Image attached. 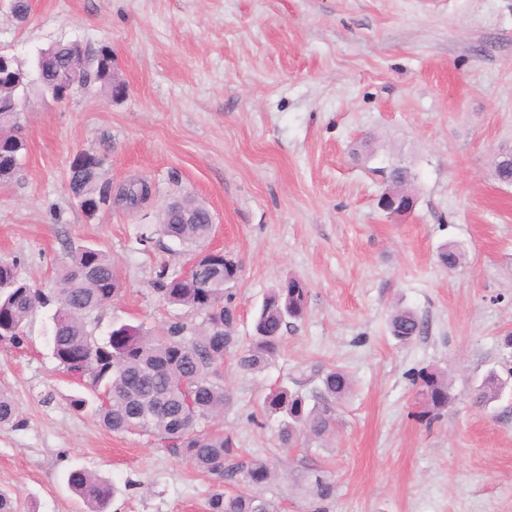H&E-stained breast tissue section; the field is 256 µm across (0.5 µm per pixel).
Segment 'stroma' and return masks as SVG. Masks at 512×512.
I'll return each mask as SVG.
<instances>
[{"label": "stroma", "mask_w": 512, "mask_h": 512, "mask_svg": "<svg viewBox=\"0 0 512 512\" xmlns=\"http://www.w3.org/2000/svg\"><path fill=\"white\" fill-rule=\"evenodd\" d=\"M13 3L0 0V52L28 69L60 41L106 45L127 89L22 99L27 150L0 184V259L47 288L71 248L93 245L123 284L101 326L198 323L163 305L157 272L189 257L153 233L171 201L194 198L214 215L211 245L243 262L241 338L281 281L311 292L263 372L224 359L230 401L214 427L240 462L278 471L266 498L313 512L317 469L336 482L325 512H512V381L489 407L470 399L489 372H512V185L493 175L512 148V0H28L23 19ZM84 152L113 186L149 182L150 200L85 220L67 189ZM390 157L416 175L415 208L399 220L378 208L372 173ZM445 244L465 255L456 270L438 261ZM398 307L426 322L408 344L389 332ZM50 334L39 311L22 348L0 349V388L23 420L0 426V489L19 512H80L63 480L75 467L114 484L108 512H207L212 490H234L155 438L73 409ZM331 366L353 391L330 435L285 448L278 420L255 424L268 388L311 393L314 371ZM423 368L447 375L454 396L429 424L412 383Z\"/></svg>", "instance_id": "35a3bbf8"}]
</instances>
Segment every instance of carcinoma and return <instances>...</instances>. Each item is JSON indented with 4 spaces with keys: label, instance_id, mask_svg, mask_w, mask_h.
I'll return each instance as SVG.
<instances>
[{
    "label": "carcinoma",
    "instance_id": "obj_1",
    "mask_svg": "<svg viewBox=\"0 0 512 512\" xmlns=\"http://www.w3.org/2000/svg\"><path fill=\"white\" fill-rule=\"evenodd\" d=\"M46 57L37 56L34 65L36 89L54 96L56 73L71 71L73 87L99 83L111 97L119 96L121 82L112 72V50L103 46L85 51L84 61L75 63L63 44L49 47ZM18 113L0 111V157L13 165L0 163V182L15 178L22 168L26 149L20 134ZM386 185L383 195L403 190L409 173L391 164L373 169ZM73 197L92 204L95 212L112 202V195L124 199L129 209H137L151 197L145 180L128 183L112 192V183L104 178L102 159L95 154L76 158L68 181ZM199 204L191 198L179 200L176 210L165 209L159 231L179 244L198 251L212 233V225L182 224L179 215L194 211ZM441 265L453 270L461 266L463 256L445 247L438 254ZM239 278L224 265L223 256L185 277L169 272L163 265L156 287L171 306L203 315L198 324L176 321L161 336L152 335L126 322L114 321L104 336L96 335L99 321L93 317L117 298L122 282L112 258L92 246H79L59 269L52 286L36 288L22 279L14 260H0V347L19 349L27 338L29 318L36 311L52 310L51 354L72 383L95 398L94 413L109 430L117 433H142L168 444L193 468L216 476L235 479L237 489L220 488L208 498V512H277L275 505L254 492L273 480L271 468L263 461L226 466L235 456L230 436L210 429L209 423L224 409L229 393L224 388L220 366L224 356L233 352L238 369L247 374L263 371L280 353L289 324L307 313L310 291L298 277L290 276L264 298L255 319L250 343L239 347L238 314L232 289L224 287V278ZM424 322L409 309H397L390 317L391 335L409 343L423 334ZM319 384L311 395L273 388L266 394L260 410L263 416H282L279 439L292 446L300 436L322 438L331 433L336 404L351 392L352 378L340 368H331L318 376ZM417 394L424 404L423 415L435 417L448 408L452 397L448 379L436 369L424 368L414 377ZM505 382L491 374L474 388V400L486 407L496 401ZM13 399L0 392V426L19 427ZM64 481L85 506V512H106L115 486L82 468H72ZM320 502L333 497L335 481L317 471L310 486Z\"/></svg>",
    "mask_w": 512,
    "mask_h": 512
}]
</instances>
